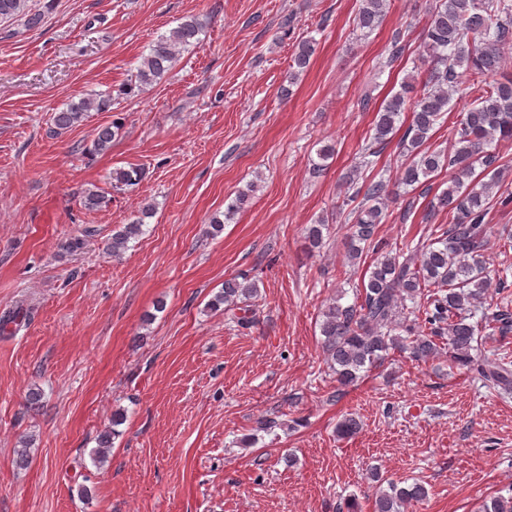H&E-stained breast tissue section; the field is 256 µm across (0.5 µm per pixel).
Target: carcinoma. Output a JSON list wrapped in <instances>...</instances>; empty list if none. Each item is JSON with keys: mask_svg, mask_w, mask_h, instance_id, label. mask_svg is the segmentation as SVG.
Listing matches in <instances>:
<instances>
[{"mask_svg": "<svg viewBox=\"0 0 512 512\" xmlns=\"http://www.w3.org/2000/svg\"><path fill=\"white\" fill-rule=\"evenodd\" d=\"M389 8L388 0H360L355 16L356 27L368 34L378 28ZM0 18H15L28 30L38 28L43 20L40 13L28 8V0H0ZM206 21L191 16L158 36L143 55L130 91L160 82L174 68L179 52L199 43ZM512 45V0H436L430 19L422 32L421 47L428 58L429 68L422 89L405 112L404 93H396L377 110L371 143L363 153L362 166L370 167L398 131L400 139L401 176L397 189L389 188L384 178L360 180L353 170L347 184L351 193L347 201L355 204L348 213L347 259L355 264L363 255L377 254L361 284L356 286L354 300L342 304L334 300L322 312L320 324L323 349L329 368L336 374L338 388L355 385L364 373L384 362L392 351H407L415 361L428 362L436 358L446 340L449 361L469 371H475L483 387L499 394H512V363H488L482 354L483 341L496 334L512 331V311L504 307L492 313L483 308L490 288L506 287L512 277V266L498 271L492 281L486 270L484 252L488 246L489 216L496 205L512 203V193L495 189L502 187L507 167L492 145L512 138V77L497 78L503 53ZM315 52V42L306 39L298 43L288 84H293L308 67ZM467 73L479 88V94L460 114L451 130L448 151L431 148L435 127L448 111L452 97L460 91L462 73ZM112 105V94L98 93L72 101L52 114L56 130H67L82 123L91 112H105ZM123 122L117 117L107 126L97 129L87 152L103 154L112 148V141L122 134ZM331 144L317 152L318 161L311 173L319 176L326 170L325 161L334 155ZM448 169V187L436 195L430 219L439 211H448V225L439 227V235L427 244L407 243L387 249L376 237L377 226L385 219L389 196L400 188H417ZM143 169L132 167L115 172L114 181L125 186L141 180ZM250 199L241 191L224 210V218L209 221L210 234L223 231L224 223ZM110 198L100 190H88L83 205L96 209L107 205ZM152 207L142 208L140 216L116 231L105 244L107 254L116 257L127 248L130 240L143 234L144 219ZM329 219L319 218L307 230L311 247L323 242V229ZM256 283L247 277H232L224 281V289L211 301V306L224 307L227 312L238 308L257 295ZM422 311L428 333L416 334L407 321L406 311ZM27 314L8 311L0 316V332L15 334ZM123 415L112 417L114 428L105 431L98 447L92 450V460L101 466L112 448L115 426ZM377 483L373 512H407L412 501L426 498L428 491L420 483L400 485L381 476Z\"/></svg>", "mask_w": 512, "mask_h": 512, "instance_id": "cac0c4a2", "label": "carcinoma"}]
</instances>
